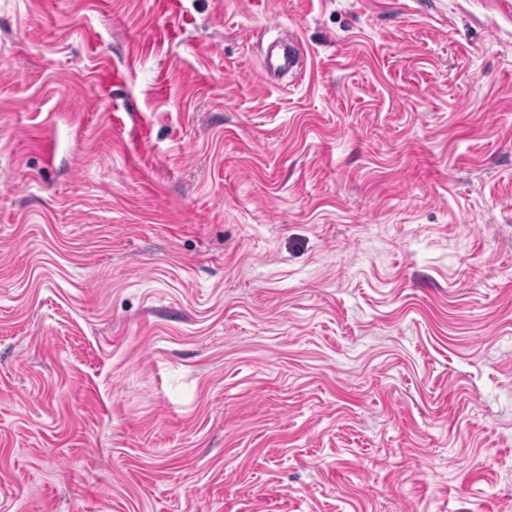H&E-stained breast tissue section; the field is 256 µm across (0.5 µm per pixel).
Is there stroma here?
<instances>
[{"label": "stroma", "instance_id": "stroma-1", "mask_svg": "<svg viewBox=\"0 0 512 512\" xmlns=\"http://www.w3.org/2000/svg\"><path fill=\"white\" fill-rule=\"evenodd\" d=\"M0 512H512V0H0ZM299 51V43L294 34L273 41L261 64L262 79L266 81L269 78L297 70Z\"/></svg>", "mask_w": 512, "mask_h": 512}]
</instances>
